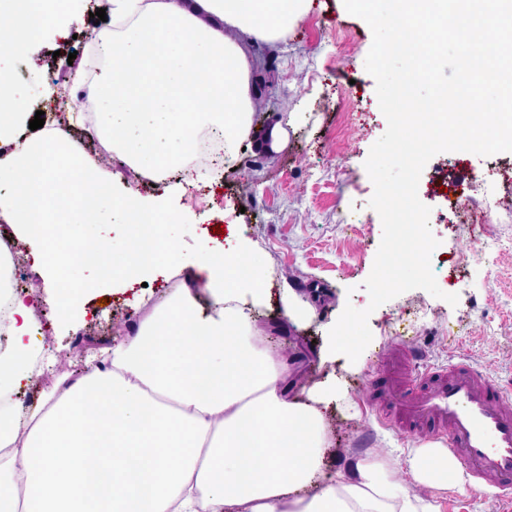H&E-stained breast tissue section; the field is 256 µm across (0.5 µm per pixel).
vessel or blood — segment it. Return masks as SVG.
<instances>
[{"instance_id":"obj_1","label":"vessel or blood","mask_w":512,"mask_h":512,"mask_svg":"<svg viewBox=\"0 0 512 512\" xmlns=\"http://www.w3.org/2000/svg\"><path fill=\"white\" fill-rule=\"evenodd\" d=\"M403 361L393 360L391 368L373 375L367 409L391 403L409 434L436 426L464 468L496 482L511 500L512 389L464 359L444 371L424 368L407 383L401 379Z\"/></svg>"}]
</instances>
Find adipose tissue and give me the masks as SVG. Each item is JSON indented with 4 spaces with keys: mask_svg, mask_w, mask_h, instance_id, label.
Returning <instances> with one entry per match:
<instances>
[{
    "mask_svg": "<svg viewBox=\"0 0 512 512\" xmlns=\"http://www.w3.org/2000/svg\"><path fill=\"white\" fill-rule=\"evenodd\" d=\"M65 0H0V219L52 287L55 321L101 283L130 285L185 268L166 201L213 180L191 163L207 131L232 160L254 126L252 55L287 38L309 0H112L97 34L98 112L105 138L162 193L115 190L82 161L66 131L16 132L32 118L8 55L27 53ZM118 214L126 247L97 234ZM265 259L250 243L227 251L201 240L192 284L156 302L129 336L93 356L25 416L11 402L54 365L30 357L37 297H5L0 346V512H435L375 452L329 471L323 408L331 393H288V363L253 339L249 308L266 295ZM415 483L443 492L468 480L438 444L411 452Z\"/></svg>",
    "mask_w": 512,
    "mask_h": 512,
    "instance_id": "adipose-tissue-1",
    "label": "adipose tissue"
}]
</instances>
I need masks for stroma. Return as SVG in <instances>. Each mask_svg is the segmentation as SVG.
Wrapping results in <instances>:
<instances>
[{
    "label": "stroma",
    "instance_id": "1",
    "mask_svg": "<svg viewBox=\"0 0 512 512\" xmlns=\"http://www.w3.org/2000/svg\"><path fill=\"white\" fill-rule=\"evenodd\" d=\"M78 14L70 39L53 34L33 44L15 63L27 97L43 98L46 89L61 92L46 119L72 127L85 155L109 171L117 186L151 194L137 174L104 139L76 129L70 103L78 96V77L92 44L84 38L94 29L91 11L107 0H72ZM373 41L366 22L349 14L342 0H312L300 27L288 38L266 44L253 56L262 129L279 127L278 150L253 144L236 151L216 184H196L174 200L184 221L175 225L185 259H193L205 238L214 245L235 246L238 239L256 244L266 260L264 279L270 295L252 311L260 343L277 337L288 353V383L295 393L332 387L336 398L326 411V464L335 471L348 467L351 454L376 448L407 463L417 440L407 438L366 410L362 394L388 344L396 339L426 349L424 362L438 368L465 355L505 385L512 387V152L479 156L470 152L438 153L424 167L418 196L430 207L429 226L439 245L432 271L442 291L456 294L457 304L422 289L407 291L372 311V340L357 361L326 356L328 332L345 306L366 308L364 283L370 275L382 238L378 213L369 202L374 186L364 163L372 145L385 133L376 81L365 69ZM488 172L500 207L492 223L476 208L448 212L447 203L430 189L434 175L467 183ZM495 240L498 251L485 262L477 255L483 243ZM164 278L115 292L92 293L83 302V320L52 333L35 331V351L53 348L56 365L20 392V405L31 410L51 391L59 375L77 372L86 357L111 345L114 326L137 324L153 303L169 294ZM291 295L302 315L289 320L281 295ZM437 512H506L494 486L484 491L449 490L432 494Z\"/></svg>",
    "mask_w": 512,
    "mask_h": 512
}]
</instances>
